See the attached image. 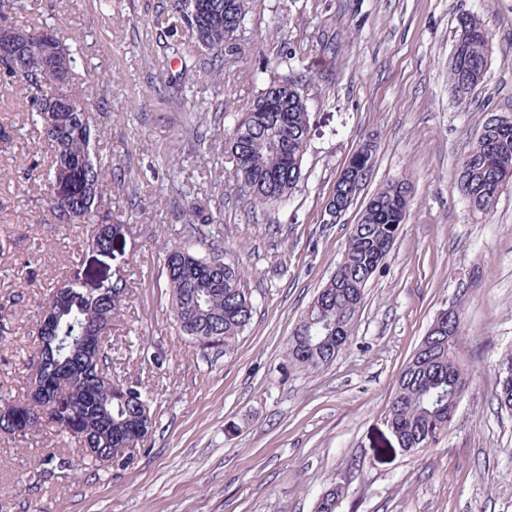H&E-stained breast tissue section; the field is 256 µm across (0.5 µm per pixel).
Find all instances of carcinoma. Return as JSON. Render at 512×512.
Masks as SVG:
<instances>
[{
  "label": "carcinoma",
  "mask_w": 512,
  "mask_h": 512,
  "mask_svg": "<svg viewBox=\"0 0 512 512\" xmlns=\"http://www.w3.org/2000/svg\"><path fill=\"white\" fill-rule=\"evenodd\" d=\"M215 11L193 14L191 0H175V13L191 29L196 43L213 46L210 72L220 79L224 62L234 60L240 50L241 33L251 0H213ZM27 8L25 0H0V20L6 21ZM78 35L60 38L54 52L60 75L35 72L23 63L8 62L0 72L15 79L17 93L32 122L41 125L51 152L49 168L39 174L45 186L48 212L58 224L93 225L90 246L108 253L112 240L107 225L112 206L104 200V183L112 169L95 152L99 135L91 113L42 112L38 105L51 97L84 100V90L68 77L73 71L71 43ZM489 33L474 17H464L453 45L449 83L476 88L485 77L489 57ZM310 118L302 80L286 79L268 86L242 108L226 141L237 185L257 207L288 204L302 175ZM83 165L88 181L83 189L63 201L54 189L69 184L71 171ZM512 183V126H493L487 121L476 144L461 160L457 190L469 207L487 213L503 188ZM410 206V184L404 178L376 192L353 225L341 262L318 291L288 338L286 356L293 368L317 369L336 360L347 348L365 300V288L381 269L399 234ZM189 224L188 245L165 246L167 287L179 333L201 347H231L250 323L254 303L245 288L242 272L228 264L211 263V255L198 252L193 241H219L222 219L195 223V212L184 211ZM73 304L61 310L51 337L38 330L36 355L29 371L45 377L43 396L14 400L0 394V432L18 434L25 448L40 444V411L53 419L51 427L66 435L71 422L79 419L84 445L124 466L131 460L125 451L141 441L128 436L127 427L139 422L144 431L156 426L154 411L141 417L140 399L146 393L135 386L116 395L112 384L121 382L115 372L112 344L100 351L86 349L93 333L112 336V324L120 319L122 306L112 297L84 296L78 283L68 282ZM462 319L448 321L438 315L402 369L384 423L405 451L430 448L448 433L455 398L468 387L460 360ZM499 389L495 398L500 409L512 412V354L498 368ZM343 488H328L317 501L316 512H336Z\"/></svg>",
  "instance_id": "obj_1"
}]
</instances>
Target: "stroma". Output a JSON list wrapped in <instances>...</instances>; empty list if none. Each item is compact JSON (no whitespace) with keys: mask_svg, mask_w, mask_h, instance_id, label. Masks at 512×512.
Listing matches in <instances>:
<instances>
[{"mask_svg":"<svg viewBox=\"0 0 512 512\" xmlns=\"http://www.w3.org/2000/svg\"><path fill=\"white\" fill-rule=\"evenodd\" d=\"M18 26L79 33L77 84L111 165L110 255L88 245L84 224L51 219L27 173L48 155L44 136L0 75V392L20 396L48 290L78 279L91 292L123 280L129 292L112 342L123 381L147 391L158 420L126 467L38 477L41 453L73 440L44 429L41 449L0 440V512H315L329 486L338 512H512V414L495 399L498 361L512 353V187L492 213L472 211L456 189L460 161L487 120L512 116V0H253L236 62L220 80L183 72L179 24L157 30L174 0H27ZM474 15L491 36L490 63L468 105L448 73L458 24ZM299 59L281 63L283 50ZM111 83L98 81L99 73ZM306 75L310 137L287 207L254 208L225 150L236 105L271 82ZM208 117L205 143L188 107ZM374 166L335 224L324 212L335 181L364 138ZM412 183L410 209L365 290L353 339L332 364L289 366L298 320L333 275L368 199ZM203 216H224V260L244 269L254 301L231 350L204 349L172 319L162 242L187 238L186 186ZM463 306L461 360L469 384L437 446L403 451L383 413L396 379L435 316ZM161 352L157 366L145 351Z\"/></svg>","mask_w":512,"mask_h":512,"instance_id":"stroma-1","label":"stroma"}]
</instances>
